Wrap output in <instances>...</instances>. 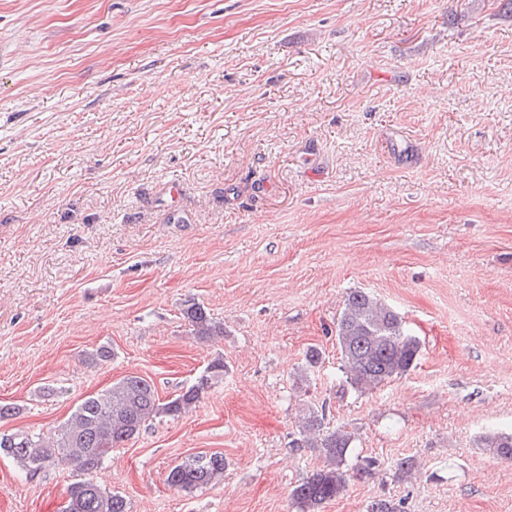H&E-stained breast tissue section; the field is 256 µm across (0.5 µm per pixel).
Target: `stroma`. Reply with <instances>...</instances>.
I'll return each mask as SVG.
<instances>
[{
    "instance_id": "35a3bbf8",
    "label": "stroma",
    "mask_w": 512,
    "mask_h": 512,
    "mask_svg": "<svg viewBox=\"0 0 512 512\" xmlns=\"http://www.w3.org/2000/svg\"><path fill=\"white\" fill-rule=\"evenodd\" d=\"M354 290L421 343L365 394L335 337ZM193 302L223 336H190ZM217 356L104 469L1 457L0 512H65L86 477L128 512H294L324 464L290 445L303 404L375 462L320 512H512L477 444L512 430V0H0V433L129 374L170 400ZM212 452L217 483L168 485Z\"/></svg>"
}]
</instances>
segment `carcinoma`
Returning <instances> with one entry per match:
<instances>
[{"label":"carcinoma","instance_id":"cac0c4a2","mask_svg":"<svg viewBox=\"0 0 512 512\" xmlns=\"http://www.w3.org/2000/svg\"><path fill=\"white\" fill-rule=\"evenodd\" d=\"M184 318L190 334L199 340L224 335V324L211 317L197 303L187 306ZM336 345L346 383L360 393L372 392L396 377L406 374L416 363L421 344L410 333L404 317L374 295L355 290L347 295L336 321ZM321 355L311 348L304 355L298 379L305 381L318 366ZM224 377V358L216 357L191 386L174 398L160 401L152 382L139 375H127L101 393L82 400L56 434L16 433L0 435V455L12 457L31 477L55 457L69 459L75 466L92 473L103 467L112 449L138 435L145 424L158 416L178 418L199 403L202 395ZM353 438L341 427H324V414L313 406L298 417L293 448H311L326 460L290 493L298 512L317 508L343 494L351 477L361 469L350 464ZM478 445L496 456L512 460V433L493 432L481 436ZM224 475V455H195L174 466L168 484L191 491L220 480ZM66 512H128L125 499L86 480L67 489ZM367 512H406L404 501L379 498Z\"/></svg>","mask_w":512,"mask_h":512}]
</instances>
